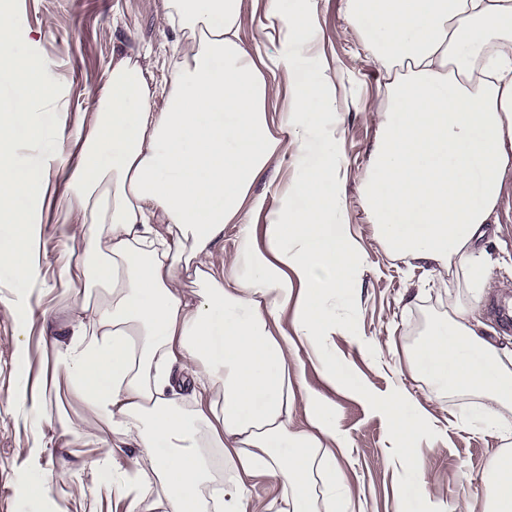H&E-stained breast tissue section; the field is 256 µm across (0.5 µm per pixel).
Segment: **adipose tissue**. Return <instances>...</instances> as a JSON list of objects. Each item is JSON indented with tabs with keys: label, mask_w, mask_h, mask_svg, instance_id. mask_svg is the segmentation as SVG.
<instances>
[{
	"label": "adipose tissue",
	"mask_w": 512,
	"mask_h": 512,
	"mask_svg": "<svg viewBox=\"0 0 512 512\" xmlns=\"http://www.w3.org/2000/svg\"><path fill=\"white\" fill-rule=\"evenodd\" d=\"M246 0H163L162 18L183 41L164 107L145 70L113 58L100 107L66 153L37 106L49 102L44 69L0 49L14 92L0 101V265L13 283L40 281L41 225L29 207L49 193V171L78 223L55 227L80 239L84 277L72 287L69 339L46 355L64 367L83 412L61 411L62 428L103 424L95 468L112 478L124 512H350L352 491L336 469L329 401L299 392L289 349L302 347L333 388H348L329 349L340 326L330 300L352 286L357 245L336 221L345 208L342 163L327 150L306 165L268 224L246 225L237 251L214 246L282 149L272 130L267 75L291 71L294 53L315 48L313 7L284 13L265 0L279 54L255 59L242 46ZM346 23L384 68L365 210L392 252L458 268L471 302H450L448 321L418 346L409 368L436 387L482 398L469 424L512 437V350L489 337L483 300L495 289L479 241L512 174V0H343ZM337 110L333 85L299 83L283 124L297 151ZM53 144V167L32 164L23 143ZM235 272L225 285L224 270ZM295 305L291 329L281 326ZM303 407L308 429L292 430ZM384 409L398 435L392 461L414 481L401 491L414 512L424 465L414 440L428 413L397 392ZM276 494L255 504L250 480ZM486 512H512V448L492 456Z\"/></svg>",
	"instance_id": "ef3b65f1"
}]
</instances>
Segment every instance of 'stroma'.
Masks as SVG:
<instances>
[{
  "instance_id": "obj_1",
  "label": "stroma",
  "mask_w": 512,
  "mask_h": 512,
  "mask_svg": "<svg viewBox=\"0 0 512 512\" xmlns=\"http://www.w3.org/2000/svg\"><path fill=\"white\" fill-rule=\"evenodd\" d=\"M13 15L16 36L11 51L30 66L45 67L56 108L47 110V123L58 127L65 142L87 131L89 117L98 107L97 90L113 57L140 58L164 104L169 88L174 35L162 21V0H0ZM320 29L316 50L297 59L301 75L326 71L336 88L337 117L333 140H311L307 160L335 149L347 168L342 221L358 246L359 284L352 295L336 301V316L344 330L335 337L337 363L359 384L358 390H335L323 379L318 365L304 349L290 350L289 361L302 388L325 395L335 410L338 435L347 439L349 456L336 463L353 494L354 512H400V492L409 472L387 457L394 430L383 404L395 388H403L432 417L434 428L415 440L426 467V483L418 503L420 512L453 507L465 502L471 512H485L484 475L502 440L468 429L461 422L473 400L434 388L411 373L408 359L431 328L448 318V300H467L463 281L448 279L430 264L393 254L380 240L377 227L365 212L361 181L371 164L377 135L375 110L382 100L383 74L378 58L367 51L359 31L343 20V0H315ZM242 46L250 53L274 55L280 49L268 35L264 0H248L240 31ZM301 174L293 148H285L281 162L271 165L256 180L253 193L265 200L257 224L268 221L281 188L295 184ZM64 214L55 203L42 202V276L54 290L41 294L31 289L17 300L0 267V512H123L112 497L110 476L94 467L98 440L105 431L90 422L76 431L56 421L58 408L71 415L81 403L67 389L64 370L44 359L48 344L66 340L69 302L57 285L64 254L80 256V241L59 244L52 227ZM497 222L501 230L484 247L495 258L492 277L497 291L486 301L485 321L502 330L497 311L512 309V177L505 181ZM14 302L6 311L5 302ZM46 313L47 325L33 324L23 348L14 339L28 309ZM54 379L58 396L49 398L39 421H31L9 401L24 391L40 395L44 379ZM39 475L42 485L30 484Z\"/></svg>"
}]
</instances>
